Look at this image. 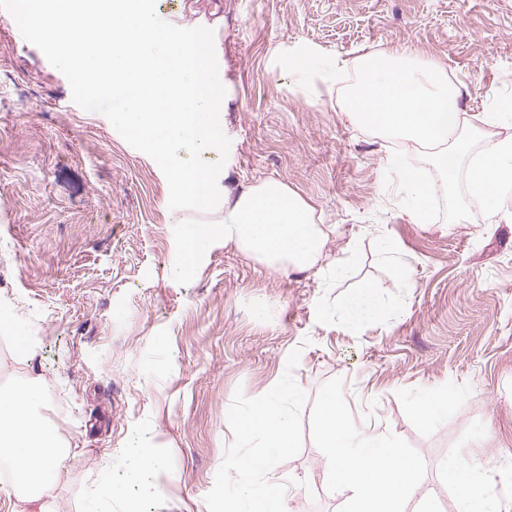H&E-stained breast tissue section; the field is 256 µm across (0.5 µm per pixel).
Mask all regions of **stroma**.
Listing matches in <instances>:
<instances>
[{
  "label": "stroma",
  "instance_id": "1",
  "mask_svg": "<svg viewBox=\"0 0 512 512\" xmlns=\"http://www.w3.org/2000/svg\"><path fill=\"white\" fill-rule=\"evenodd\" d=\"M218 23L231 195L288 184L325 224L328 258L285 274L216 245L189 288L175 259L169 188L152 160L102 114L72 100L68 80L0 18V299L38 336L0 376L34 378L63 395L73 421L51 512H213L231 503L246 454L234 414L282 379L305 395L294 446L265 480L288 485V512H346L325 468L321 397L336 390L354 428L374 425L416 464L404 512H457L444 466L472 450L489 462L487 493L512 505V195L500 213L409 223L385 183L395 141L343 110L336 66L408 50L444 67L468 123L512 91V0H181L174 25ZM318 67L285 63L300 53ZM404 262L382 261V242ZM356 243L348 254V243ZM375 286L386 311L348 331L340 304ZM264 319H257V309ZM453 385L446 418L427 422L417 397ZM151 438L160 493L141 497L124 472ZM122 490L95 496L106 462Z\"/></svg>",
  "mask_w": 512,
  "mask_h": 512
}]
</instances>
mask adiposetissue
<instances>
[{
  "instance_id": "obj_1",
  "label": "adipose tissue",
  "mask_w": 512,
  "mask_h": 512,
  "mask_svg": "<svg viewBox=\"0 0 512 512\" xmlns=\"http://www.w3.org/2000/svg\"><path fill=\"white\" fill-rule=\"evenodd\" d=\"M303 395L302 388L287 379L275 391L238 413L234 424L250 456L234 461L232 468L246 482L233 512H287L281 491L263 479L274 454L293 446L294 415L290 409ZM48 399L45 386L25 378L0 392V461L9 463L17 479L36 475L39 488L24 493L28 512H47L43 502L71 450L61 444L55 426L38 414ZM323 446L327 466L351 493L347 512H401L400 504L414 473L412 463L376 431L362 434L351 427L338 395L326 393L321 401ZM488 463H474L461 455L445 466L449 485L458 495L459 512H502L500 502L485 492Z\"/></svg>"
}]
</instances>
